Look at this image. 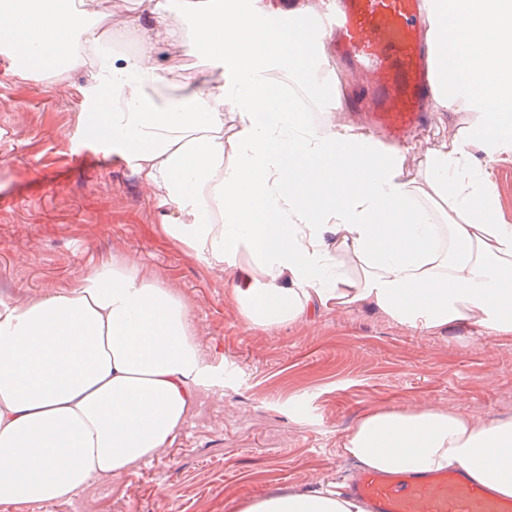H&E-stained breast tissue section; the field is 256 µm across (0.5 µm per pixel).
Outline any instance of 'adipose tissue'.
I'll return each instance as SVG.
<instances>
[{"label": "adipose tissue", "instance_id": "1", "mask_svg": "<svg viewBox=\"0 0 512 512\" xmlns=\"http://www.w3.org/2000/svg\"><path fill=\"white\" fill-rule=\"evenodd\" d=\"M284 6L82 0L73 13L0 0V39L86 68L84 103L111 89L86 137L111 135L171 207L160 234L205 256L253 327L368 307L424 335L468 325L511 336L512 223L493 169L512 158V0H433L447 41L432 55L434 99L459 122L435 146L389 152L288 97L295 69L327 105L336 84L322 54L293 55L269 25ZM212 388L188 304L149 268L114 259L1 304L0 506L54 505L159 457ZM339 453L379 471L461 470L512 498L501 473L512 414L374 408ZM239 512L362 509L328 485L253 496Z\"/></svg>", "mask_w": 512, "mask_h": 512}]
</instances>
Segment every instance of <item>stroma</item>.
Returning <instances> with one entry per match:
<instances>
[{
	"mask_svg": "<svg viewBox=\"0 0 512 512\" xmlns=\"http://www.w3.org/2000/svg\"><path fill=\"white\" fill-rule=\"evenodd\" d=\"M86 79L82 68L64 85L0 68V304L123 255L186 297L224 390L201 398L157 459L35 512H235L248 496L335 483L353 466L340 438L370 409L512 413V339L465 326L420 336L369 309L249 326L206 258L157 233L168 204L111 145L83 135L72 89Z\"/></svg>",
	"mask_w": 512,
	"mask_h": 512,
	"instance_id": "35a3bbf8",
	"label": "stroma"
}]
</instances>
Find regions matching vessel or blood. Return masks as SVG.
Masks as SVG:
<instances>
[{
  "label": "vessel or blood",
  "mask_w": 512,
  "mask_h": 512,
  "mask_svg": "<svg viewBox=\"0 0 512 512\" xmlns=\"http://www.w3.org/2000/svg\"><path fill=\"white\" fill-rule=\"evenodd\" d=\"M296 0L280 27L297 41L330 42L337 63L367 77L369 98L354 109L399 140L429 120L433 96L430 48V0H317L300 15ZM368 512H512V501L470 480L465 473L378 472L358 470L346 487Z\"/></svg>",
  "instance_id": "b4317fda"
}]
</instances>
